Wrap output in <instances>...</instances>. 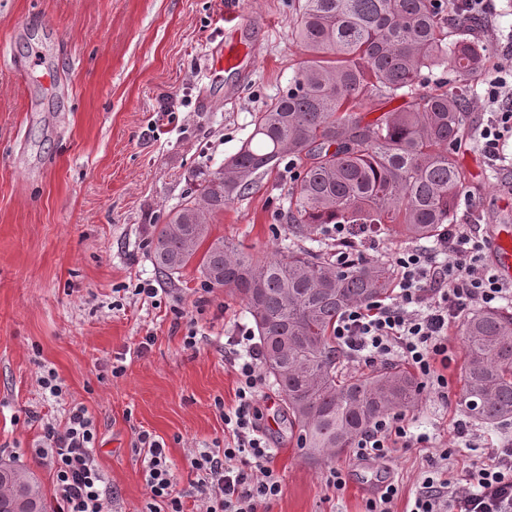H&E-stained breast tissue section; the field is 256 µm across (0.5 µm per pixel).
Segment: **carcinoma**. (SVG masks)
<instances>
[{
  "label": "carcinoma",
  "mask_w": 512,
  "mask_h": 512,
  "mask_svg": "<svg viewBox=\"0 0 512 512\" xmlns=\"http://www.w3.org/2000/svg\"><path fill=\"white\" fill-rule=\"evenodd\" d=\"M450 8L448 0H302L294 39L304 59L288 89L255 114L251 137L152 241L166 278L195 262L208 287L245 302L291 431L312 460L340 455L374 419L418 401L416 378L395 363L342 375L337 317L389 297L395 272L378 258L338 267L322 236L330 224H348L429 241L454 223L466 188L455 148L470 84L490 49L467 35L471 17L456 14L448 31ZM436 70L448 79L433 80ZM375 96L404 106L367 121ZM287 158L296 170L285 198L293 237L280 254L210 239L214 216ZM461 327L465 409L491 426L511 423L512 312L473 310ZM51 510L32 473L0 459V512Z\"/></svg>",
  "instance_id": "1"
}]
</instances>
